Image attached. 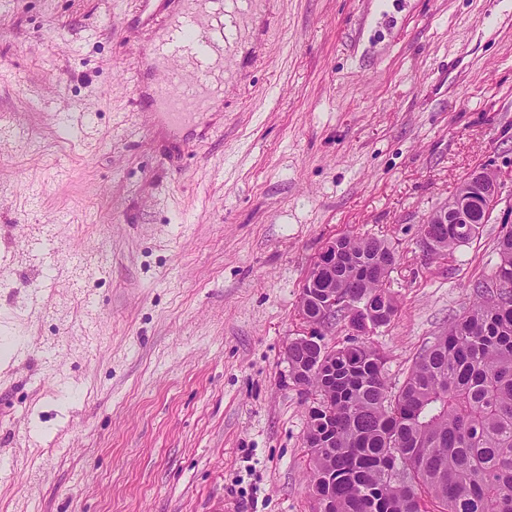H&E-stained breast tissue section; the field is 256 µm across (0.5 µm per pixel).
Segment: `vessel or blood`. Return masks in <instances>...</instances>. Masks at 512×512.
Here are the masks:
<instances>
[{"mask_svg":"<svg viewBox=\"0 0 512 512\" xmlns=\"http://www.w3.org/2000/svg\"><path fill=\"white\" fill-rule=\"evenodd\" d=\"M168 20L156 46L164 78L153 90L161 112L175 124L205 111L217 99L224 79V47L231 39L225 0H184Z\"/></svg>","mask_w":512,"mask_h":512,"instance_id":"obj_1","label":"vessel or blood"}]
</instances>
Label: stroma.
Masks as SVG:
<instances>
[{"instance_id":"obj_1","label":"stroma","mask_w":512,"mask_h":512,"mask_svg":"<svg viewBox=\"0 0 512 512\" xmlns=\"http://www.w3.org/2000/svg\"><path fill=\"white\" fill-rule=\"evenodd\" d=\"M178 7L0 0V337L29 344L0 368V512H317L286 347L326 243L399 255L371 337L397 386L499 261L511 183L447 258L419 239L512 170V0H252L223 98L175 130L134 89Z\"/></svg>"}]
</instances>
